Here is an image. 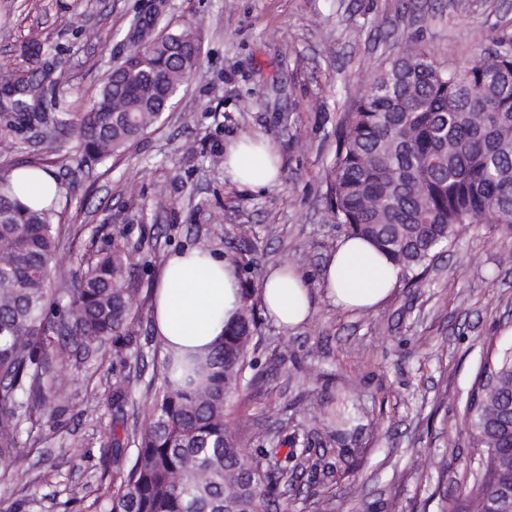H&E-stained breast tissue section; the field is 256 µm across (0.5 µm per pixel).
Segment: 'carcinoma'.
<instances>
[{"label": "carcinoma", "mask_w": 512, "mask_h": 512, "mask_svg": "<svg viewBox=\"0 0 512 512\" xmlns=\"http://www.w3.org/2000/svg\"><path fill=\"white\" fill-rule=\"evenodd\" d=\"M197 27L186 23L137 30L128 54L106 77L87 112L44 101L65 73L31 68L3 87L22 120L65 130L88 165L126 150L153 128L195 72ZM0 172V472L28 470L24 424L50 417L48 401L69 395L73 357L107 342L137 340L128 317L137 305L128 287L131 252L115 242L80 262L75 280L54 281L61 263L58 213L21 206ZM334 223L369 240L411 281L464 224L512 225V34L499 37L461 67L446 68L430 50L407 45L361 87L326 176ZM236 322L204 359L175 363L148 381L151 397L123 430L133 454L112 433V487L103 512H278L280 487L294 472L274 462L275 448H242L224 406L255 363L258 322L254 293L239 289ZM141 375L112 382L120 408ZM512 400V349L486 359L466 413L477 445L486 449L481 481L469 508L512 484V419L499 407ZM355 416L342 398L323 411V428L345 437Z\"/></svg>", "instance_id": "1"}]
</instances>
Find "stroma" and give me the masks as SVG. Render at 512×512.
<instances>
[{"mask_svg":"<svg viewBox=\"0 0 512 512\" xmlns=\"http://www.w3.org/2000/svg\"><path fill=\"white\" fill-rule=\"evenodd\" d=\"M154 2L0 0V85L29 68L35 40L42 62L66 74L63 105L87 111ZM163 21L198 26V67L172 110L119 157L85 165L69 135L47 136L0 109L10 142L0 168L32 163L68 187L55 205L64 254L117 239L134 248L142 338L73 363L68 400L24 443L28 472L0 482V512H101L112 484V380L140 355L162 370V350L144 342L157 275L170 251L201 246L233 259L250 251L254 265L239 278L252 288L285 264L310 280L311 318L286 331L261 317L258 373L224 410L247 450L294 438L317 461L286 490L283 512H456L486 457L463 421L468 392L487 354L512 347V226H462L418 282L398 283L371 312L345 311L318 279L344 235L326 210V174L369 75L409 41L448 65L468 63L512 32V0H165ZM244 133L279 148L281 180L262 193L212 162ZM162 190L173 201L165 209L155 206ZM342 393L358 401L359 427L335 441L319 418ZM75 442L85 457L70 456ZM76 485L85 496L73 503Z\"/></svg>","mask_w":512,"mask_h":512,"instance_id":"stroma-1","label":"stroma"}]
</instances>
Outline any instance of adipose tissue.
I'll return each instance as SVG.
<instances>
[{"instance_id": "adipose-tissue-1", "label": "adipose tissue", "mask_w": 512, "mask_h": 512, "mask_svg": "<svg viewBox=\"0 0 512 512\" xmlns=\"http://www.w3.org/2000/svg\"><path fill=\"white\" fill-rule=\"evenodd\" d=\"M224 172L249 190L267 189L281 176L278 148L260 135L241 136L224 148ZM14 178L21 204L48 207L56 203L55 179L46 171L21 169ZM320 280L336 306L363 310L380 305L392 294L399 269L370 243L346 236L331 252ZM259 288L266 313L284 329L302 325L313 311L309 279L294 267L268 268ZM238 292L232 261L202 248L168 253L152 308L155 334L165 353L175 359L207 356L235 316Z\"/></svg>"}]
</instances>
